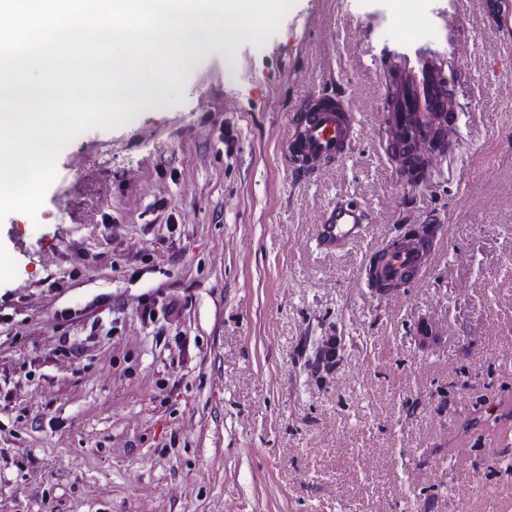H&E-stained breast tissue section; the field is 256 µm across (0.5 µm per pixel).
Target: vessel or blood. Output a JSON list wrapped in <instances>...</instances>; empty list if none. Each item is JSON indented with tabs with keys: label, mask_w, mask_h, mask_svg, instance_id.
Returning <instances> with one entry per match:
<instances>
[{
	"label": "vessel or blood",
	"mask_w": 512,
	"mask_h": 512,
	"mask_svg": "<svg viewBox=\"0 0 512 512\" xmlns=\"http://www.w3.org/2000/svg\"><path fill=\"white\" fill-rule=\"evenodd\" d=\"M446 56L441 46L430 41L401 44L383 65L391 86L381 115L389 137L385 152L405 153L429 146L438 129H458L460 114L448 102L454 93L445 74ZM293 133L284 147V159L296 174H306L325 164L342 160L355 141V117L340 98H312L295 109ZM363 214L354 205L336 207L318 229L321 246L331 249L353 236L361 227ZM442 235L438 224L427 225L418 240L397 237L374 251V264L366 265L367 276L385 291L409 283L414 273L429 263Z\"/></svg>",
	"instance_id": "1"
}]
</instances>
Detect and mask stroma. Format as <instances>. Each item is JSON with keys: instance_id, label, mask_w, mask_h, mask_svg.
<instances>
[{"instance_id": "1", "label": "stroma", "mask_w": 512, "mask_h": 512, "mask_svg": "<svg viewBox=\"0 0 512 512\" xmlns=\"http://www.w3.org/2000/svg\"><path fill=\"white\" fill-rule=\"evenodd\" d=\"M405 38L461 73L415 183L380 149ZM206 42L182 90L62 149L36 219L0 221V512H512V8L295 0L263 45ZM327 95L356 142L296 176L291 113ZM348 202L366 228L324 251ZM429 223V267L379 296L371 252Z\"/></svg>"}]
</instances>
